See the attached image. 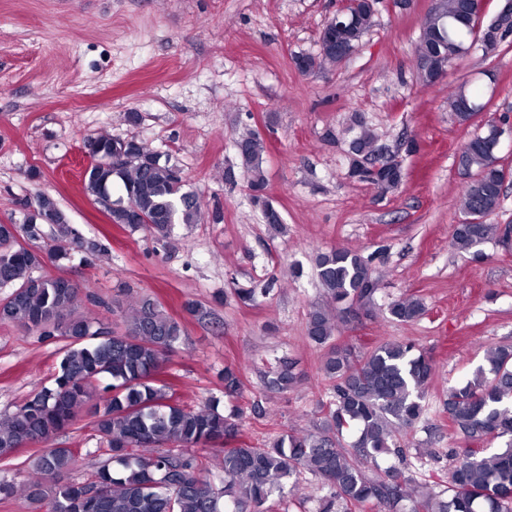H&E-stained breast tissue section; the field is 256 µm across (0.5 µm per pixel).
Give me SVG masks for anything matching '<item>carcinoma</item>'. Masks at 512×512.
<instances>
[{
	"label": "carcinoma",
	"instance_id": "obj_1",
	"mask_svg": "<svg viewBox=\"0 0 512 512\" xmlns=\"http://www.w3.org/2000/svg\"><path fill=\"white\" fill-rule=\"evenodd\" d=\"M464 5L465 0H442L439 12L424 17L417 56L446 51L451 67L460 58L458 47L481 39L483 29L463 16ZM374 16L367 4L351 7L346 41H361ZM335 41L333 25H325L318 53L297 56V69L308 73L338 63ZM487 105L477 90L448 87V112L460 126H469L470 117ZM356 125L360 132L351 149L379 151L375 134L359 120ZM235 145L253 204L265 223L279 226L281 215L265 195L264 139L248 130ZM85 148L92 158L83 173L89 195L110 198L114 183L122 184L124 196L108 210L112 223L149 229L161 238L173 224L197 223L198 197L185 188L180 170L137 138H91ZM497 161V148L485 134L468 138L460 149V164L474 174L461 187L465 219L452 233V245L461 251L497 234L498 225L488 222L502 199ZM44 225L54 229L57 240L47 256L29 245ZM14 228L13 234H0V288L11 289L0 300V322L57 336L63 345L52 384L0 423V460L29 443L52 441L87 406L107 445L108 458L91 483L68 479L74 462L70 448H45L29 460V498L47 504V512H273L270 502L288 498L305 474L320 479L325 490L315 512H512V346L488 348L473 377L448 390L443 413L467 447L444 476L417 478L399 439L415 430L434 372L432 357L408 343L387 342L367 351L329 348L321 367L328 385L314 427L252 446L240 442L243 409L226 414L216 403L192 409L157 383L162 362L184 330L156 300L140 297L121 316L119 329L103 333L76 311L75 284L35 274L48 258L67 259L76 248L100 250L77 236L53 198L41 195L29 203L24 222ZM317 269L329 306L309 313L306 333L323 346L350 315L371 314L376 288L369 261L356 251L321 252ZM424 312L414 295L389 309L400 322ZM222 381L224 396L239 394L238 370L224 368ZM299 382L287 362L267 375L268 385L281 392ZM490 438L498 441L493 452L476 447ZM200 450L222 453L219 480L211 477Z\"/></svg>",
	"mask_w": 512,
	"mask_h": 512
}]
</instances>
